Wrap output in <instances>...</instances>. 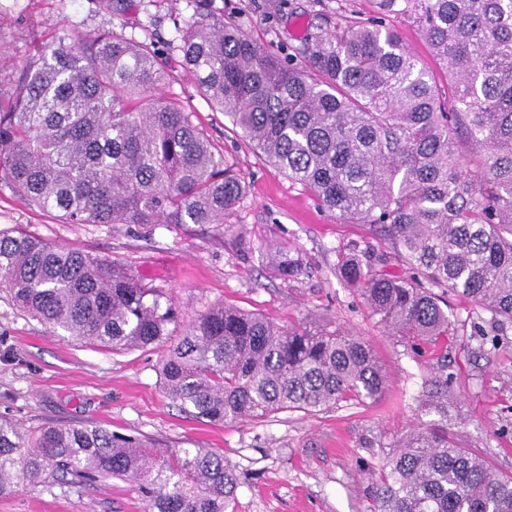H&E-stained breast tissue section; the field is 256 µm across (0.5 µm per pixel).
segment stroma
Instances as JSON below:
<instances>
[{"label":"stroma","mask_w":512,"mask_h":512,"mask_svg":"<svg viewBox=\"0 0 512 512\" xmlns=\"http://www.w3.org/2000/svg\"><path fill=\"white\" fill-rule=\"evenodd\" d=\"M282 11H275V4ZM370 0H124L118 15L100 0H0V91L33 45L113 28L154 41L167 62L162 94L190 112L195 124L242 174L250 192L221 224H171L147 238L125 225L65 224L29 207L0 181V230L24 228L48 242L127 265L148 286L171 296L181 320L203 306L229 302L288 325L304 318L339 323L372 345L383 364V396L362 405L343 402L316 413H282L261 421L208 424L195 420L162 387L158 348L112 353L52 335L13 305L0 289V414L36 426L45 421H93L169 448H210L242 475L235 512H365L366 470L377 457L363 439L391 447L427 421L413 401L436 359L448 357L449 430L471 449L512 472V343L494 352L471 335V300L448 299L454 335L422 355L406 354L386 336L356 288L335 272L338 250L364 246L370 225L346 222L314 194L243 144L184 70L177 27L198 14L231 16L268 51L297 53L324 15L368 13ZM300 255L310 269L284 280L270 253ZM128 483L105 479L82 492L45 487L0 499V512H144Z\"/></svg>","instance_id":"1"}]
</instances>
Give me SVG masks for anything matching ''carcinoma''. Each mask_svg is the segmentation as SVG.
<instances>
[{"mask_svg":"<svg viewBox=\"0 0 512 512\" xmlns=\"http://www.w3.org/2000/svg\"><path fill=\"white\" fill-rule=\"evenodd\" d=\"M391 15L421 28L443 77L385 24ZM177 48L248 147L339 218L379 230L378 244L338 251L336 275L387 336L422 354L448 337L454 294L488 315L474 333L497 347L512 328V0H375L367 18L320 24L299 64L222 16L189 21ZM164 77L153 42L111 29L39 46L0 98V181L66 224L152 236L224 223L245 178L158 93ZM275 259L285 278L305 273L299 256ZM391 262L407 276L384 274ZM0 286L59 336L114 353L163 348L166 394L200 421L315 414L384 394L373 347L329 322L284 326L220 302L176 336L171 299L126 267L22 230L0 231ZM437 370L416 398L434 419L369 470L366 512H512V473L448 433V361ZM106 478L129 482L145 512H234L243 484L209 448L0 416V498Z\"/></svg>","mask_w":512,"mask_h":512,"instance_id":"1","label":"carcinoma"}]
</instances>
